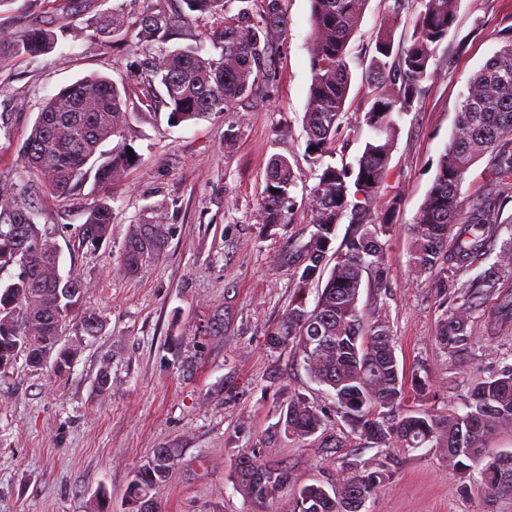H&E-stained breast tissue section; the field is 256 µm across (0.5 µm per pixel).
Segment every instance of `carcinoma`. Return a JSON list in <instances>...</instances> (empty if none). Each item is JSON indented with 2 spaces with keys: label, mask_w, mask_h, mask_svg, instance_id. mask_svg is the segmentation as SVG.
Listing matches in <instances>:
<instances>
[{
  "label": "carcinoma",
  "mask_w": 512,
  "mask_h": 512,
  "mask_svg": "<svg viewBox=\"0 0 512 512\" xmlns=\"http://www.w3.org/2000/svg\"><path fill=\"white\" fill-rule=\"evenodd\" d=\"M157 0L153 7L132 16L125 8L89 24L95 35L127 39L142 59L138 72L143 85L141 109L156 106L155 86L164 91L168 120L180 125L210 114L228 112L255 94L266 69L273 40L284 34V0H238L233 15L230 0H181L175 16ZM367 0H311L313 31L310 46L311 83L304 114L307 132L305 157L315 166L310 189L309 237L286 252L280 262L295 269L298 289L320 280L336 225L351 230L333 257L334 265L313 308L298 299L264 337L265 346L292 348L303 359L309 378L334 393L336 412L355 432L379 447L396 444L419 448L442 443L453 466L480 489L487 512L498 504H512V467L505 469L501 453L488 447L491 430L512 425V365L477 383L465 398V412L440 420L432 413L404 408L405 383L400 375L394 336L386 318L359 307L363 287L382 295L386 288L382 238L394 228L400 199L381 202L388 163L395 147L394 115L410 112L434 76L431 62L448 38L456 20V0H420L410 37L395 45L397 22L404 0H394L391 22L373 40L369 72L376 81L374 103L362 124L371 131L355 167L323 162L342 133L351 72L348 45L357 33ZM210 16L216 26L211 40L221 44L217 58L206 57L189 44L167 49L178 23ZM54 28L34 26L18 35L0 34V49L37 57L51 50ZM140 113L128 110L127 88L93 76L61 88L39 112L20 150L23 168L33 174L37 188L67 200L90 179L104 188L139 159L128 149L103 151L114 137H124ZM488 158L490 179L467 221L458 222L460 188L465 173L477 160ZM293 165L284 156L268 166L261 202L264 224H283L292 204ZM512 202V36L469 80L462 96L450 142L441 154L433 184L409 227L407 264L411 275L438 277L448 287V272L467 271L484 260L492 234L503 224L504 209ZM112 205L107 196L87 211L77 233L80 246H97L110 233ZM58 227L34 222L31 201L13 184L0 181V272L18 269L13 280L0 286V376L15 369L17 360L41 370L52 362V372L67 374L86 336L102 328L101 317L86 307L88 285L73 272L58 275ZM165 245L164 225L132 224L127 230L119 269L136 274L157 259ZM512 274V237L496 256L494 269L458 286L455 307L439 321L435 343L442 351L467 344V327L474 301L496 292L499 271ZM75 333L68 345H59L62 329ZM283 430L298 438L315 435L324 415L299 394H288L280 409ZM249 460L264 470V481L254 479L239 460L236 485L252 501L264 505L288 485V471L266 466L256 455ZM173 461L158 448L127 488L128 512H140L137 500L151 502L150 512H162L159 494ZM387 474L356 467L337 475L335 483L301 486L292 512H362Z\"/></svg>",
  "instance_id": "cac0c4a2"
}]
</instances>
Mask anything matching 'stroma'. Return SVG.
Here are the masks:
<instances>
[{
  "mask_svg": "<svg viewBox=\"0 0 512 512\" xmlns=\"http://www.w3.org/2000/svg\"><path fill=\"white\" fill-rule=\"evenodd\" d=\"M123 0H0V31L35 24L57 26L58 43L30 58L0 55V178L28 191L39 224H58L61 272L90 284L86 304L103 327L86 337L61 378L17 363L0 377V512H94L107 499L125 512L126 489L159 448L173 457L161 491L165 512H290L294 492L358 465L385 467L386 480L363 512H479L480 493L448 463L445 449L380 448L353 432L327 388L313 383L293 349L266 348L263 338L296 299L314 303L316 290L298 291L297 276L279 266L287 247L308 237L306 198L314 168L304 158L303 124L311 83V0H286L287 33L272 46L267 74L235 111L169 125L166 108L133 122L125 138L137 165L114 180L110 237L95 249L79 247L83 224L99 194L86 184L71 200L32 191L19 152L44 102L93 74L142 87L136 50L94 36L89 22ZM393 0H368L349 43L352 73L348 125L359 126L373 101L367 50L390 15ZM512 26V0H458L457 21L439 47L432 80L411 112L397 120L396 145L383 198L399 197L387 238V289L381 300L362 291L359 305L389 321L406 405L446 418L476 382L512 365V320L500 319L501 296L512 294L502 275L496 294L477 302L465 349L441 351L434 336L453 309L435 277L413 279L407 267V227L430 189L467 83L500 48ZM236 127L232 147L224 135ZM290 159L297 175L287 223L262 225L260 202L273 156ZM161 222L166 246L159 259L132 276L119 270L129 225ZM111 382L100 391L103 364ZM425 378L426 395L414 378ZM302 394L329 415L307 439L280 432L279 405ZM287 469L289 482L268 508L234 487L240 457Z\"/></svg>",
  "mask_w": 512,
  "mask_h": 512,
  "instance_id": "stroma-1",
  "label": "stroma"
}]
</instances>
